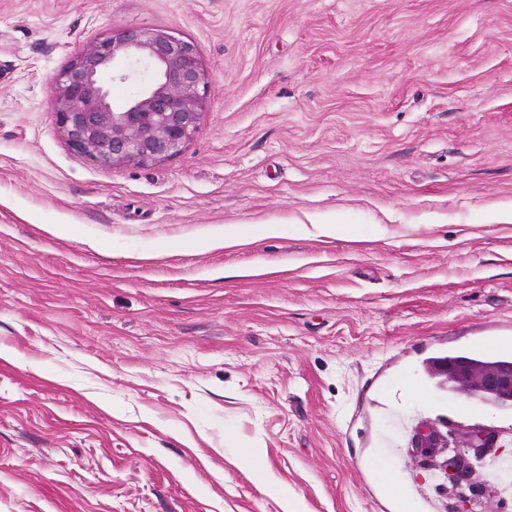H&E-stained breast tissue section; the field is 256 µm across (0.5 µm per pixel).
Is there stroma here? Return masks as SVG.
Masks as SVG:
<instances>
[{"label": "stroma", "instance_id": "1", "mask_svg": "<svg viewBox=\"0 0 512 512\" xmlns=\"http://www.w3.org/2000/svg\"><path fill=\"white\" fill-rule=\"evenodd\" d=\"M131 27L196 44L205 106L177 156L101 168L49 98ZM495 338L512 0H0V512H398L382 471L458 512L378 448L381 403L453 448L494 431L496 501L512 408L426 371Z\"/></svg>", "mask_w": 512, "mask_h": 512}]
</instances>
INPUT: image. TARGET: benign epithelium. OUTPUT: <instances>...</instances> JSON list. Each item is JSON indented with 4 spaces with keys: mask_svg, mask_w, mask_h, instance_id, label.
<instances>
[{
    "mask_svg": "<svg viewBox=\"0 0 512 512\" xmlns=\"http://www.w3.org/2000/svg\"><path fill=\"white\" fill-rule=\"evenodd\" d=\"M142 84L122 109L109 101V84ZM209 75L197 46L170 31L134 27L92 40L56 77L49 110L59 133L76 154L102 168L153 166L179 154L197 130ZM429 372L448 389L466 388L481 402L496 394L512 404V367L475 377L461 362H438ZM495 434L471 435L474 455L448 447V436L427 424L416 431L413 451L427 466L441 469L447 489L462 495L474 461L493 447Z\"/></svg>",
    "mask_w": 512,
    "mask_h": 512,
    "instance_id": "obj_1",
    "label": "benign epithelium"
}]
</instances>
